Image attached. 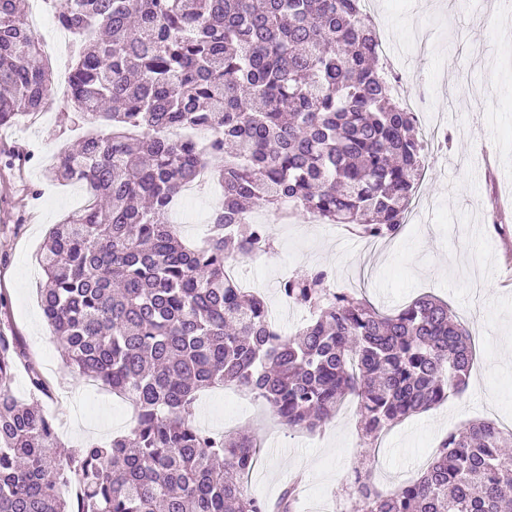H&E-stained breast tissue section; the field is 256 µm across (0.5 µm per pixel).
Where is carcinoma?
I'll use <instances>...</instances> for the list:
<instances>
[{"mask_svg":"<svg viewBox=\"0 0 512 512\" xmlns=\"http://www.w3.org/2000/svg\"><path fill=\"white\" fill-rule=\"evenodd\" d=\"M47 2L80 39L64 104L94 130L49 169L90 201L48 232L40 305L65 368L127 401L135 425L66 447L37 398L44 375L1 326L0 512H296V482L273 504L249 491L251 432L196 424L202 390L234 385L308 432L352 397L371 446L465 391L476 349L448 303L383 314L313 269L279 286L313 311L287 337L226 271L273 250L256 208L288 200L371 239L405 222L424 143L361 0ZM52 85L20 0H0V127L44 111ZM201 167L224 200L195 244L169 215ZM352 484L345 512H512V431L471 421L398 489L381 492L369 468Z\"/></svg>","mask_w":512,"mask_h":512,"instance_id":"obj_1","label":"carcinoma"}]
</instances>
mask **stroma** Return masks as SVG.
Listing matches in <instances>:
<instances>
[{
    "label": "stroma",
    "instance_id": "stroma-1",
    "mask_svg": "<svg viewBox=\"0 0 512 512\" xmlns=\"http://www.w3.org/2000/svg\"><path fill=\"white\" fill-rule=\"evenodd\" d=\"M374 21L392 48L391 65L402 73L405 91L424 95L427 109L443 115L450 138L426 154L416 192L422 209L394 239L380 242L372 259L355 228L314 224L303 215L269 224L273 257L246 261L242 271L273 310L283 307L277 281L283 264L293 272L327 268L336 287L354 289L387 314L433 294L448 302L472 336L477 387L398 423L374 453L363 443L354 400L308 435L289 432L233 388L200 392L195 419L201 426L220 432L246 426L262 442L249 481L256 496L275 501L302 475L297 512L315 502L336 512L353 492L357 469H371L380 490H395L469 420L512 428V13L502 12L499 0H472L463 10L453 0H395ZM79 134L75 113L55 104L30 130L0 127V150L15 145L30 157L0 170V289L11 298L0 321L22 337L40 365L52 386L43 403L56 417L60 439L76 446L132 425L127 403L64 369L39 305L46 232L84 202L78 185L53 182L46 169Z\"/></svg>",
    "mask_w": 512,
    "mask_h": 512
}]
</instances>
